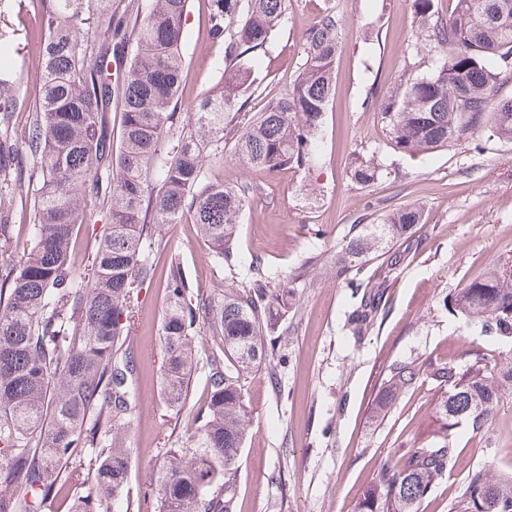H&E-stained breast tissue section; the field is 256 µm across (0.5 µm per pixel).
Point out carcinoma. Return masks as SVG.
<instances>
[{
	"mask_svg": "<svg viewBox=\"0 0 512 512\" xmlns=\"http://www.w3.org/2000/svg\"><path fill=\"white\" fill-rule=\"evenodd\" d=\"M287 0H207L208 38L224 45L222 90L190 112L178 108L187 0H43V87L29 102L15 73L0 66V208L21 188L31 196L29 233L16 255L14 228L0 223V512H233L238 460L250 432L244 391L261 367L274 369L265 336L278 329L298 273L271 275L258 261L252 278L235 276L237 230L248 187L212 181L207 160L224 157V131H239L235 154L266 171L301 168L315 155L323 114L334 94L341 20L322 14L306 36L305 61L288 93L262 112L246 110L260 50L283 18ZM444 19L433 0H413L418 35L447 49L432 73L407 68L379 103L395 146L409 154L480 137L512 141V98H496L512 79V0H453ZM121 76L111 80L110 66ZM27 112V134L10 120ZM120 112L114 136L112 111ZM31 159L27 175L16 166ZM381 165L357 163L350 179L369 187ZM189 215L229 284L206 293L170 257L160 326V393L172 414L189 404L203 378L206 398L186 444L166 450L143 494L130 499L127 434L138 412L140 290L157 275L159 228ZM422 207L392 208L344 241L336 275L361 286L367 263L421 223ZM104 224L91 257H80L77 228ZM382 293L366 292L348 316L353 336L376 323ZM451 315L485 336L512 338V267L493 265L447 294ZM451 390L438 407L443 427L479 428L512 381L477 364L462 373L428 363ZM416 361L394 366L372 402L385 418L419 377ZM457 459L442 434L406 448L369 485L360 512H419ZM512 476L468 474L458 512H512Z\"/></svg>",
	"mask_w": 512,
	"mask_h": 512,
	"instance_id": "1",
	"label": "carcinoma"
}]
</instances>
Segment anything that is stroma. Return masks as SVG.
<instances>
[{
	"label": "stroma",
	"instance_id": "35a3bbf8",
	"mask_svg": "<svg viewBox=\"0 0 512 512\" xmlns=\"http://www.w3.org/2000/svg\"><path fill=\"white\" fill-rule=\"evenodd\" d=\"M206 0H189L182 52V111L221 87L224 49L204 31ZM286 14L261 53L251 111L284 94L304 61L308 30L320 15L342 21L335 93L323 116L319 150L301 169L265 172L240 161L232 145L208 163L211 179L249 188L238 229L244 257H256L281 276L306 272L273 357L274 372H254L245 385L252 428L238 469L235 512H358L362 494L384 462L411 445H428L440 433L437 406L446 388L427 375L374 420L370 404L391 365L438 361L464 368L475 352L488 372L512 360V340L482 335L479 327L450 315L446 294L462 288L493 264L512 265V142L487 143L483 151L461 142L424 156L397 149L375 102L395 88L407 66L429 73L445 51L423 48L408 60L417 40L412 0H288ZM0 22L12 26L10 66L18 88L36 98L43 28L39 0H0ZM382 165L376 184L349 176L358 157ZM420 204L421 224L410 240L395 242L373 261L363 287L384 288V310L365 336L345 326L358 303L336 278V253L355 225L377 223L385 210ZM166 253L199 288L217 283L193 224L162 227ZM142 352L136 385L140 408L128 434L131 492L148 480L163 454V438L184 441L194 415L171 417L159 396L162 353L159 327L165 309L161 280L140 292ZM459 456L437 482L419 512H455L469 472L488 467L512 473V390L504 392L481 428L462 422L448 430Z\"/></svg>",
	"mask_w": 512,
	"mask_h": 512
}]
</instances>
